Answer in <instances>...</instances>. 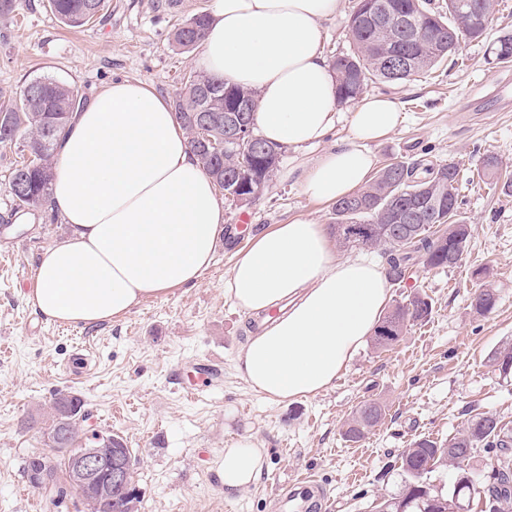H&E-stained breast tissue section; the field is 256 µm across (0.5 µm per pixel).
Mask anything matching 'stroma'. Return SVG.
Masks as SVG:
<instances>
[{
	"mask_svg": "<svg viewBox=\"0 0 512 512\" xmlns=\"http://www.w3.org/2000/svg\"><path fill=\"white\" fill-rule=\"evenodd\" d=\"M183 2L105 0L95 22L71 29L48 0H15L13 11L0 13V96L48 76L76 86L86 102L118 78L174 98L184 77L197 73L199 50L177 47L172 33L209 5ZM488 46L462 40L436 72L384 90L404 120L372 147L381 165L421 160L460 168L461 213L473 228L467 252L455 267L416 266L388 285L389 305L417 293L431 302V314L388 349L364 343L335 385L291 403L267 401L238 375L237 350L258 319L233 305L224 283L235 252L257 233L297 214L334 224L331 205L283 179L294 150L283 149L256 201L221 199L227 231L199 282L120 320L75 326L48 320L28 300L40 255L68 227L48 208L16 205L9 175L21 146L0 144V240L15 243L0 260V512H31L22 495L30 486L27 460L45 449L50 404L61 393L82 398L83 432L116 433L134 449L140 512H277L280 483L299 477L326 489L330 512H369L402 487L395 461L415 439L448 440L477 414L512 423V381L491 362L512 345V192L500 180L474 177L487 157L512 173V66L487 64ZM478 268L485 277H475ZM481 288L498 298L486 317L471 307ZM80 345L94 365L73 376L67 365ZM210 362L219 366L211 388L184 398L181 385L194 384ZM368 399L383 401L386 414L363 440L348 441L342 426ZM240 437L265 449V468L256 485L228 498L224 448Z\"/></svg>",
	"mask_w": 512,
	"mask_h": 512,
	"instance_id": "obj_1",
	"label": "stroma"
}]
</instances>
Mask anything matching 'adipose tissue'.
Returning <instances> with one entry per match:
<instances>
[{
  "label": "adipose tissue",
  "mask_w": 512,
  "mask_h": 512,
  "mask_svg": "<svg viewBox=\"0 0 512 512\" xmlns=\"http://www.w3.org/2000/svg\"><path fill=\"white\" fill-rule=\"evenodd\" d=\"M340 2L211 0L196 61L207 75L255 92L260 134L294 150L288 176L322 203L366 184L375 165L370 144L402 119L394 99L361 96L348 114V142L306 155L337 122L322 23ZM57 158L49 199L70 232L43 251L35 269L29 299L44 316L72 325L114 322L208 270L224 211L173 108L152 87L112 81L73 115ZM224 292L261 320L235 368L253 391L277 402L329 389L388 300L384 269L339 258L327 225L304 216L253 236ZM264 465L252 439L226 448L225 496L259 482Z\"/></svg>",
  "instance_id": "adipose-tissue-1"
}]
</instances>
